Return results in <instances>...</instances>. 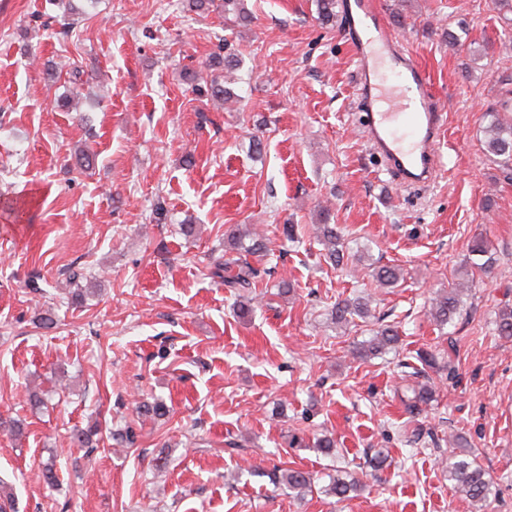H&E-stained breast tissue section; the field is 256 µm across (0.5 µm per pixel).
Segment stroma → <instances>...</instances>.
<instances>
[{
	"instance_id": "obj_1",
	"label": "stroma",
	"mask_w": 512,
	"mask_h": 512,
	"mask_svg": "<svg viewBox=\"0 0 512 512\" xmlns=\"http://www.w3.org/2000/svg\"><path fill=\"white\" fill-rule=\"evenodd\" d=\"M381 2L446 114L444 170L425 188L378 170L344 23L321 24L316 0H244L239 24L182 0H0V496L13 512H472L442 464L452 433L494 481L486 512H512V339L494 334L512 305V180L484 149L486 112L512 84V13ZM226 41L239 64L223 104L192 86ZM324 210L364 258L402 268L396 287L324 260ZM231 224L279 257L244 318L209 275ZM478 236L488 257L470 251ZM462 278L463 306L438 325L432 298ZM358 295L370 317L333 324L336 300ZM383 324L397 352L352 358ZM429 346L456 377L428 370L434 399L412 414L402 365ZM156 398L168 414L138 419ZM97 422L133 427L136 443L74 447L73 429ZM325 434L335 456L313 446ZM50 460L53 488L38 478ZM285 462L312 473L304 498L271 483ZM338 470L360 482L343 500L326 491Z\"/></svg>"
}]
</instances>
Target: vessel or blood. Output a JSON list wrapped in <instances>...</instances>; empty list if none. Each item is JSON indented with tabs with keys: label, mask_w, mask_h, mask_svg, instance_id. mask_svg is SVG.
Wrapping results in <instances>:
<instances>
[{
	"label": "vessel or blood",
	"mask_w": 512,
	"mask_h": 512,
	"mask_svg": "<svg viewBox=\"0 0 512 512\" xmlns=\"http://www.w3.org/2000/svg\"><path fill=\"white\" fill-rule=\"evenodd\" d=\"M341 8L363 138L394 182L428 185L442 167L446 124L430 79L386 30L379 0H342Z\"/></svg>",
	"instance_id": "b4317fda"
}]
</instances>
